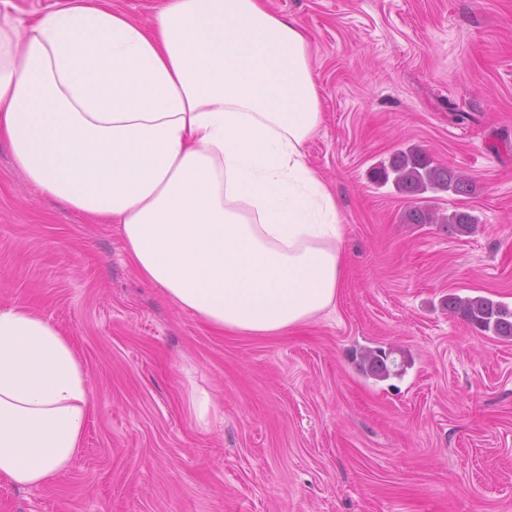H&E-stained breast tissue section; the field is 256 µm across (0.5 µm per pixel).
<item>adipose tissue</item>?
I'll return each instance as SVG.
<instances>
[{
	"mask_svg": "<svg viewBox=\"0 0 512 512\" xmlns=\"http://www.w3.org/2000/svg\"><path fill=\"white\" fill-rule=\"evenodd\" d=\"M300 24L264 0H167L145 28L104 0L0 17V142L42 194L118 225L142 279L248 336L332 308L345 229L305 145L322 121ZM92 398L48 318L0 306V478L67 470Z\"/></svg>",
	"mask_w": 512,
	"mask_h": 512,
	"instance_id": "ef3b65f1",
	"label": "adipose tissue"
}]
</instances>
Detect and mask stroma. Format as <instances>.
I'll return each instance as SVG.
<instances>
[{
    "label": "stroma",
    "mask_w": 512,
    "mask_h": 512,
    "mask_svg": "<svg viewBox=\"0 0 512 512\" xmlns=\"http://www.w3.org/2000/svg\"><path fill=\"white\" fill-rule=\"evenodd\" d=\"M267 2L310 40L322 124L305 151L345 226L335 307L274 336L213 328L1 142L0 305L58 326L92 400L72 466L1 478L0 512H512V339L447 307L512 305V0ZM410 149L469 178L421 202L470 232L411 223L420 201L379 180ZM368 347L403 373L366 377ZM204 396L216 417L195 414Z\"/></svg>",
    "instance_id": "stroma-1"
}]
</instances>
